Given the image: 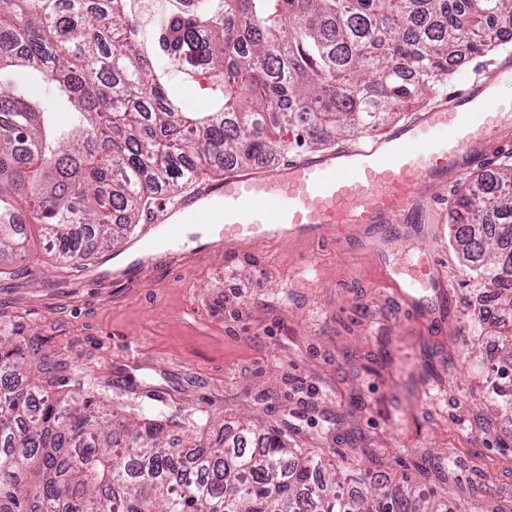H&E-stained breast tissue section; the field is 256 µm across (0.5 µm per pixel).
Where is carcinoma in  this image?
Wrapping results in <instances>:
<instances>
[{"mask_svg": "<svg viewBox=\"0 0 512 512\" xmlns=\"http://www.w3.org/2000/svg\"><path fill=\"white\" fill-rule=\"evenodd\" d=\"M0 0V275L28 230L62 269L109 250L157 196L290 143L368 135L473 56L512 46V0ZM214 77L187 112L173 71ZM470 271L512 314V162L452 207ZM481 399L512 425V325L483 316ZM47 356L0 334V512H448L432 489L324 467L276 431L172 449L149 411L119 420Z\"/></svg>", "mask_w": 512, "mask_h": 512, "instance_id": "carcinoma-1", "label": "carcinoma"}]
</instances>
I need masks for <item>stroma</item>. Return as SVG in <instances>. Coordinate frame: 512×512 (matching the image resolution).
Wrapping results in <instances>:
<instances>
[{
	"instance_id": "1",
	"label": "stroma",
	"mask_w": 512,
	"mask_h": 512,
	"mask_svg": "<svg viewBox=\"0 0 512 512\" xmlns=\"http://www.w3.org/2000/svg\"><path fill=\"white\" fill-rule=\"evenodd\" d=\"M448 207L425 224L337 228L335 240L239 242L146 286L61 280L41 248L26 274L0 278V331L40 338L104 408L161 410L165 433L248 421L359 472L369 454L389 474L427 482L449 464L441 494L480 486L460 512L512 498V427L478 403L482 383L473 278L451 237ZM345 247H337L336 239ZM440 257L447 294L415 312L391 276L417 253Z\"/></svg>"
}]
</instances>
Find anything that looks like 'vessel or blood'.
<instances>
[{
  "label": "vessel or blood",
  "instance_id": "1",
  "mask_svg": "<svg viewBox=\"0 0 512 512\" xmlns=\"http://www.w3.org/2000/svg\"><path fill=\"white\" fill-rule=\"evenodd\" d=\"M512 72V52L477 68L473 77L426 111L382 135L340 144L281 162L228 171L216 182H198L179 201H159L122 249L102 255L88 275L137 283L166 253L179 249L186 229L209 224L197 244L203 254L229 237L323 239L338 226L383 228L423 220L445 205L440 193L448 174L485 164L512 126V102L481 99V92ZM412 292L443 290L446 282L436 253L428 252L402 272Z\"/></svg>",
  "mask_w": 512,
  "mask_h": 512
}]
</instances>
